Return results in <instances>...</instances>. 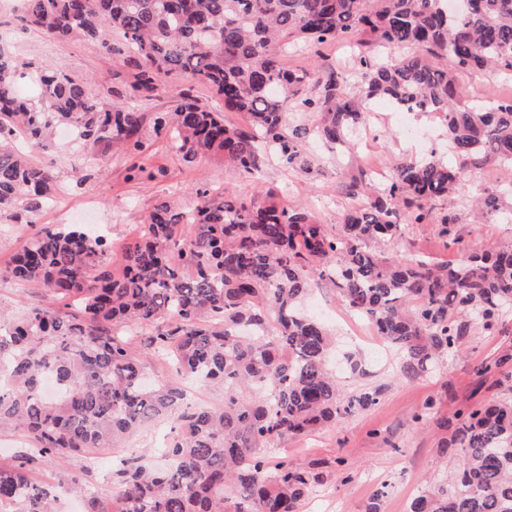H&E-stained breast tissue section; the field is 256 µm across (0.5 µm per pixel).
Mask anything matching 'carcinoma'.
Wrapping results in <instances>:
<instances>
[{"label":"carcinoma","mask_w":512,"mask_h":512,"mask_svg":"<svg viewBox=\"0 0 512 512\" xmlns=\"http://www.w3.org/2000/svg\"><path fill=\"white\" fill-rule=\"evenodd\" d=\"M468 2L455 13L448 0H26L22 21L48 37L130 53L132 93H150L160 74L183 70L213 87L224 108L247 115L243 126L228 124L180 92L152 128L170 135L186 163L220 155L254 174L272 150L309 172L307 129H287L288 113L315 111L313 133L336 149L378 97L442 113L452 159L433 151L398 163L384 185L347 183L363 203L334 232L271 189L246 201L199 188L190 210L161 202L145 216L117 272L104 262L103 237L76 224L42 227L0 272L45 294L18 317L0 307V381H9L0 385V430L30 438L12 463H0V512H54L58 486L29 476L38 459L114 447L166 416L177 429L163 449L168 465L149 470L129 455L112 474L117 494L106 501L83 490L84 512H299L324 481V462L298 466L274 455L278 445L379 399L377 390L343 394L329 372L333 337L298 308L318 281L373 322L408 377L433 372L470 331L498 325L512 307V245L474 247L451 265L385 252L409 224H434L448 238L457 218L437 206L462 194L468 169L512 170V98L470 106L457 84L465 69L512 79V0ZM112 32L122 44L108 41ZM359 35V95L339 71L283 65L290 46ZM387 45L411 52L378 59L369 51ZM26 67L0 41V209L22 203L34 213L52 196L53 177L15 151L16 140L45 148L66 124L85 145L140 154L144 116L120 102L103 107L85 82L59 71L39 73L38 100L23 97L17 82ZM311 85L315 96L306 93ZM471 201L479 219H512L509 187ZM143 326L155 327L144 337L148 351L172 364L171 376L150 386L117 333ZM494 366L498 385L511 384L512 355ZM48 375L61 388L55 397L41 391ZM188 381L223 389L224 405H188ZM438 425L451 429L442 447L457 449L456 468L450 486L425 488L409 512H512V398L463 405Z\"/></svg>","instance_id":"obj_1"}]
</instances>
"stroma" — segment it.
Here are the masks:
<instances>
[{"mask_svg": "<svg viewBox=\"0 0 512 512\" xmlns=\"http://www.w3.org/2000/svg\"><path fill=\"white\" fill-rule=\"evenodd\" d=\"M20 16L19 0L0 6V34L6 35L20 60L89 82L106 104L111 103L113 91H125L133 82L135 70L127 56L105 54L100 43L92 40L49 39L38 27L23 23ZM283 63L308 69L336 66L346 74L355 67L350 47L333 44L322 45L315 53H286ZM458 84L469 104L481 103L490 95L512 97V81L484 72H461ZM184 88L191 89L199 104L224 112L227 121H243V114L225 112L223 99L212 87L184 72L161 74L156 90L131 100L130 106L149 115L161 112ZM388 106L383 99L368 102L367 129L362 144L354 150L336 153L311 134L307 136L304 148L316 161L309 173L288 168L273 153L256 176L225 166L217 156L189 165L170 150L167 137L156 136L148 125L143 131L150 155L147 168L160 170L161 175L152 180H132L128 173L135 161L133 155L113 152L105 157L100 148L82 147L70 138H55L48 149L32 156L35 163L48 167L55 176L51 200L34 214L26 213L19 219L13 210L0 211V266L6 265L42 225L108 224L112 234L107 261L112 269H120L125 245L154 206L175 199L182 207H191L194 188L202 182L212 189L230 190L245 200L252 199L259 188L273 189L288 206L312 211L329 229H337L343 214L353 205L341 191L344 182L361 171L374 167L388 172L403 157L421 159L430 151L446 148V128L439 113H407V125L427 133L425 141H409L396 132ZM78 168L89 173V180L77 182L74 171ZM444 206L457 216L453 232L463 243L475 242L485 249L512 245V221L473 223L464 195L450 197ZM404 244L436 261L452 262L459 254L458 246L445 245L429 224L407 226ZM319 300L332 309L322 322L336 336L337 356L342 360L335 368L336 380L343 393L376 389L380 397L375 406L346 417L334 427L281 444L280 455L298 465L313 458L345 461L315 497L302 502L300 512H364L373 491L383 484L388 487V495L381 512H408L410 500L424 480L443 475L455 463L454 452H443L440 446L444 433L437 428V420L451 416L464 403L504 396V389L490 387L497 371L485 373L481 367L512 351V311L495 330L471 331L463 340L460 355L444 358L435 372L410 378L402 371L398 353L381 342L366 319L337 300L330 282L315 286L303 305L308 308ZM428 405L433 408V422H414V414ZM170 427L167 419L152 422L121 447L87 449L73 454L64 464L50 457L42 459L34 478L59 484L64 496L75 501L80 500L82 487L73 484L76 476L82 479V485L92 486L102 497H111L113 466L131 453L140 455L145 465H161L156 450L170 439Z\"/></svg>", "mask_w": 512, "mask_h": 512, "instance_id": "1", "label": "stroma"}]
</instances>
